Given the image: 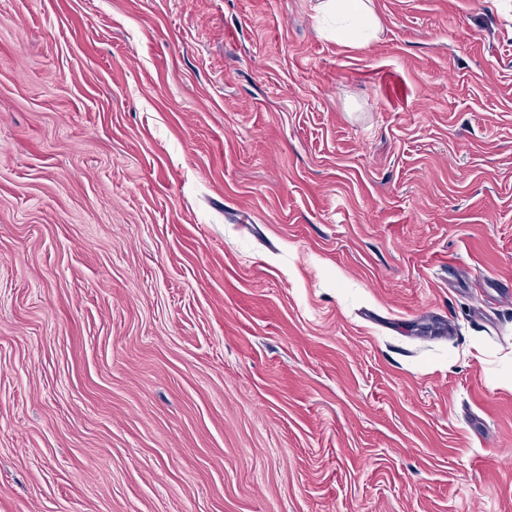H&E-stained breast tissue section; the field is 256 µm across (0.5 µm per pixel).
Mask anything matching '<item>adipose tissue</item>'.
Wrapping results in <instances>:
<instances>
[{
  "label": "adipose tissue",
  "instance_id": "1",
  "mask_svg": "<svg viewBox=\"0 0 512 512\" xmlns=\"http://www.w3.org/2000/svg\"><path fill=\"white\" fill-rule=\"evenodd\" d=\"M313 9L316 16L335 20L331 35L341 43L366 44L380 30L372 0H316Z\"/></svg>",
  "mask_w": 512,
  "mask_h": 512
}]
</instances>
